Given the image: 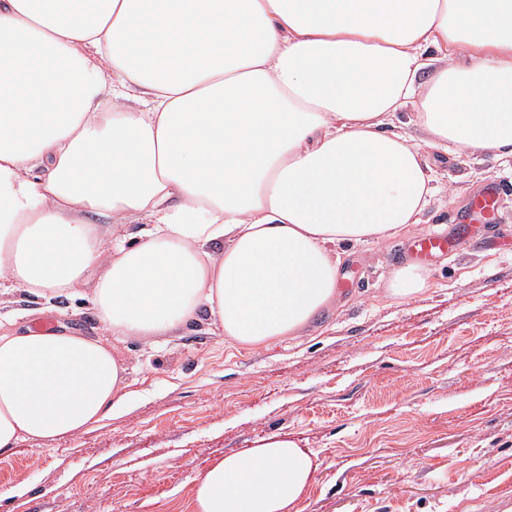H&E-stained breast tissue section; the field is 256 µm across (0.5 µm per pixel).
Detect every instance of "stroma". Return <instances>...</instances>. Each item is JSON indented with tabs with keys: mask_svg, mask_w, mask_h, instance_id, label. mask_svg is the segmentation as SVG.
<instances>
[{
	"mask_svg": "<svg viewBox=\"0 0 512 512\" xmlns=\"http://www.w3.org/2000/svg\"><path fill=\"white\" fill-rule=\"evenodd\" d=\"M430 164L446 191L414 233L463 243L424 263L429 289L388 292L406 237L352 248L342 306L307 335L244 348L200 325L120 344L132 398L94 430L0 454V512H191L192 478L272 439L311 458L301 512H512V250L461 220L501 183L512 233V168L490 153ZM44 320L103 333L87 301L0 296V330Z\"/></svg>",
	"mask_w": 512,
	"mask_h": 512,
	"instance_id": "stroma-1",
	"label": "stroma"
}]
</instances>
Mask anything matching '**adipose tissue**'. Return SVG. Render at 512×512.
Returning <instances> with one entry per match:
<instances>
[{"instance_id": "adipose-tissue-1", "label": "adipose tissue", "mask_w": 512, "mask_h": 512, "mask_svg": "<svg viewBox=\"0 0 512 512\" xmlns=\"http://www.w3.org/2000/svg\"><path fill=\"white\" fill-rule=\"evenodd\" d=\"M487 151L512 159V0H0V286L105 330L0 334V452L117 413L114 341L296 335L348 248L420 223L433 153ZM311 476L272 440L193 512H299Z\"/></svg>"}]
</instances>
